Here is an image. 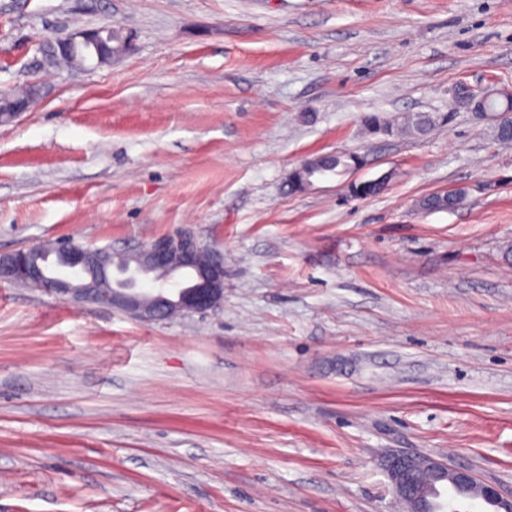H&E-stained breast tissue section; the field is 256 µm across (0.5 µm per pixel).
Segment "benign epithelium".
<instances>
[{"mask_svg":"<svg viewBox=\"0 0 512 512\" xmlns=\"http://www.w3.org/2000/svg\"><path fill=\"white\" fill-rule=\"evenodd\" d=\"M101 33L82 31L68 34L56 45L67 51L76 42L94 44ZM498 96L486 89L475 112L483 119L499 118L488 101ZM22 100L0 103V123L14 120L27 111ZM203 247L197 238L184 233L158 238L124 255V263L112 265V253L92 247H59L48 252L42 245L0 255V281L24 284L41 282V290L63 300L94 302L120 309L141 321H155L174 311L206 313L224 300V259L214 254L206 265L199 263ZM393 491L409 512L428 509L430 486L452 490H477L474 500L493 512H512V497L499 485L480 480L465 468L413 452H396L384 460Z\"/></svg>","mask_w":512,"mask_h":512,"instance_id":"7a95c632","label":"benign epithelium"}]
</instances>
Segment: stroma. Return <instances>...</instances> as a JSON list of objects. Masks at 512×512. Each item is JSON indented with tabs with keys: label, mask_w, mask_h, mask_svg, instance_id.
<instances>
[{
	"label": "stroma",
	"mask_w": 512,
	"mask_h": 512,
	"mask_svg": "<svg viewBox=\"0 0 512 512\" xmlns=\"http://www.w3.org/2000/svg\"><path fill=\"white\" fill-rule=\"evenodd\" d=\"M102 27L128 52L38 68ZM461 83L512 91V0H0V91L39 89L0 125V254L224 255L218 309L154 322L0 283V512H403L393 450L511 494L512 146ZM325 153L364 164L289 192ZM452 112L437 116L428 112L411 113L406 118L400 120L390 119L381 114H372L366 119L367 126L379 132L387 130L386 134L410 133L413 135H426L435 128L440 121L447 122L451 118Z\"/></svg>",
	"instance_id": "stroma-1"
}]
</instances>
